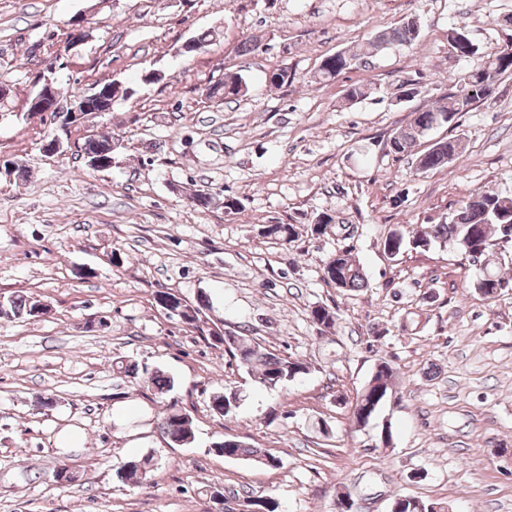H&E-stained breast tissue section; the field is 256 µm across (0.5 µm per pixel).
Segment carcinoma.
<instances>
[{"label":"carcinoma","instance_id":"obj_1","mask_svg":"<svg viewBox=\"0 0 512 512\" xmlns=\"http://www.w3.org/2000/svg\"><path fill=\"white\" fill-rule=\"evenodd\" d=\"M419 34L417 22L405 19L398 26L378 34L352 51L337 52L325 57L314 76L315 83L321 84L335 79L343 70L352 66V62H365L385 44H411L418 39ZM506 74H512V53L500 56L494 51L484 55L483 63L454 79L448 93L436 103L414 112L412 121L394 133L390 141L391 150L403 155L412 152L434 127L454 122L472 104L489 97L495 83ZM245 88L247 84L241 75L226 74L224 79L210 85V97L223 101L236 100L244 96ZM101 89L105 94L102 95L98 108L105 112L112 110L114 99L130 98L134 94L132 88H115L111 82L102 84ZM81 151L96 158L98 168L106 170L112 167V137H89L84 140ZM461 152V139L441 140L420 152L416 157V164L425 172L432 171L459 157ZM494 232L502 239L512 241V196L492 190L479 191L471 194L448 220L425 227L419 235L413 237V244L425 248L439 241L454 246L458 251L470 252L483 258L489 254L492 246L491 234ZM261 235L285 247L299 237L300 227L295 224H266ZM382 244L383 251L395 258L403 252L406 240L402 232L392 230L382 238ZM323 273L324 279L340 289L355 290L366 286L362 267L353 259L351 252L346 250L336 252L325 264ZM511 286V280L490 269L486 270L482 280L473 283L475 290L486 299L495 298L499 292ZM155 299L159 306H168L178 311L177 317L182 323L195 330L200 329V315L209 307V300L205 296L199 297L195 305L167 291L157 292ZM39 305V300L28 296H10L4 300V310L0 313V318L32 319L37 317ZM209 336L215 344L224 346V351L241 367L257 373L269 387L292 380L307 371L305 363L275 353L247 338L241 331L218 333L212 330ZM121 369L128 375L142 374L144 381L160 394L173 389V379L160 370L150 371L146 367L141 369L135 362L125 364ZM393 373V366L386 359L381 360L375 367L356 398L353 411L356 423H365L372 418L392 394ZM210 400L214 411L227 416L239 407L242 395L237 390H226L212 395ZM161 429L168 442L174 445H186L195 438L191 415L175 403L168 405ZM212 451L225 458L248 459L270 468L279 464L276 456L231 438L213 443ZM154 466V457L151 455L132 457L120 466L119 476L126 480L142 479ZM394 504L398 506L399 512H434V504L412 496L400 497Z\"/></svg>","mask_w":512,"mask_h":512}]
</instances>
